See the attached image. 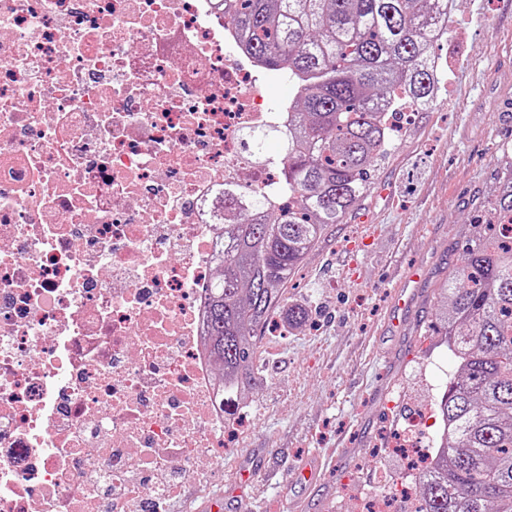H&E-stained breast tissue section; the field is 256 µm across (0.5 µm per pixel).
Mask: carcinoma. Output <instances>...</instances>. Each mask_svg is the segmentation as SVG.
<instances>
[{
	"label": "carcinoma",
	"instance_id": "obj_1",
	"mask_svg": "<svg viewBox=\"0 0 512 512\" xmlns=\"http://www.w3.org/2000/svg\"><path fill=\"white\" fill-rule=\"evenodd\" d=\"M451 0H224L264 70L292 82L288 196L279 206L224 188V271L210 286L205 324L224 368V412L252 381L257 330L284 306V288L325 227L342 224L395 143L389 120L430 107L440 74L436 28ZM259 155L277 138L253 131ZM512 217V160L488 204L485 232L436 284L432 335L459 363L435 405L434 466L417 474L411 512H512V240L494 217Z\"/></svg>",
	"mask_w": 512,
	"mask_h": 512
}]
</instances>
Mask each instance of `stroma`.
<instances>
[{
	"label": "stroma",
	"mask_w": 512,
	"mask_h": 512,
	"mask_svg": "<svg viewBox=\"0 0 512 512\" xmlns=\"http://www.w3.org/2000/svg\"><path fill=\"white\" fill-rule=\"evenodd\" d=\"M437 101L415 113L379 163L365 198L342 224L328 225L285 287L287 305L307 322L258 334L254 380L245 412L208 485L224 495L223 512H286L308 501L313 512H356L362 493L387 492L403 467L382 446L405 412L433 404L458 368L436 337V283L461 260L472 224L493 196L512 148V0H455ZM418 265L402 329H384L390 292ZM385 400H377V386ZM358 451L317 485L296 483L291 467L328 460L343 441ZM255 479L245 497L230 490L242 465Z\"/></svg>",
	"instance_id": "35a3bbf8"
}]
</instances>
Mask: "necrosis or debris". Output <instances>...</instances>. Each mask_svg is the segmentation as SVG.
I'll use <instances>...</instances> for the list:
<instances>
[{
    "instance_id": "1",
    "label": "necrosis or debris",
    "mask_w": 512,
    "mask_h": 512,
    "mask_svg": "<svg viewBox=\"0 0 512 512\" xmlns=\"http://www.w3.org/2000/svg\"><path fill=\"white\" fill-rule=\"evenodd\" d=\"M224 0H0V512H131L224 456V185L287 201ZM437 418L393 444L432 461Z\"/></svg>"
}]
</instances>
